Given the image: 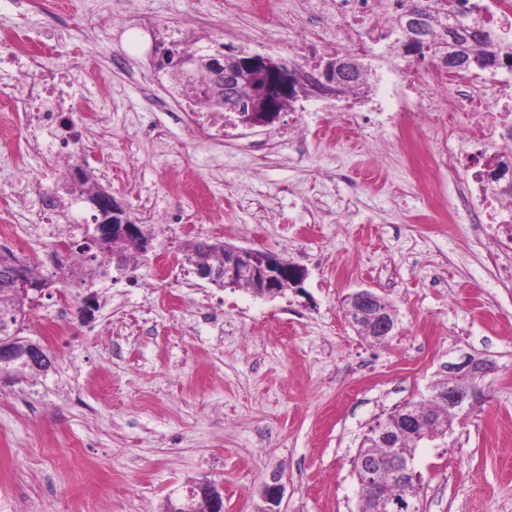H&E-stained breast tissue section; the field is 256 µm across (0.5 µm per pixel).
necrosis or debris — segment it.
<instances>
[{
  "mask_svg": "<svg viewBox=\"0 0 512 512\" xmlns=\"http://www.w3.org/2000/svg\"><path fill=\"white\" fill-rule=\"evenodd\" d=\"M307 0L313 13L330 12L336 19L339 46L350 55L376 56L377 44L387 38L393 16L404 12L405 0ZM478 17L484 28L512 38V0H467L464 11L449 15V24ZM59 43L46 33L37 45L22 39L0 43V64L21 69L19 88L0 90V112L23 113L22 137L27 144L63 142L73 149L63 164L66 175L90 162L108 157L97 142L87 141L85 129L102 126L100 111L91 109L83 93L74 91L53 63ZM383 115L396 126L402 143L435 128L448 137V182L475 223L486 225L491 236L512 243V97L488 103L480 81L438 62L405 63L384 74L373 95L351 98L349 120L360 111ZM77 114L75 122L64 113Z\"/></svg>",
  "mask_w": 512,
  "mask_h": 512,
  "instance_id": "necrosis-or-debris-1",
  "label": "necrosis or debris"
}]
</instances>
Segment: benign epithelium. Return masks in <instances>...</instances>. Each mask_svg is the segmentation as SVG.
Returning a JSON list of instances; mask_svg holds the SVG:
<instances>
[{
	"label": "benign epithelium",
	"instance_id": "benign-epithelium-1",
	"mask_svg": "<svg viewBox=\"0 0 512 512\" xmlns=\"http://www.w3.org/2000/svg\"><path fill=\"white\" fill-rule=\"evenodd\" d=\"M190 84L203 87L209 98L218 105L237 106L242 113L241 123L248 127L266 126L273 123L279 113L280 104L298 97L303 91L302 82L294 70L269 57L241 53L238 55L216 54L206 58L181 54L162 57L159 66L167 65L168 60ZM344 62L329 61L324 65L321 77L324 89L332 95L345 93L348 86L344 83L340 70ZM257 80L259 85L254 96L247 104H237L239 83ZM101 221L95 225L96 235L105 240H118L136 248H144L147 243L140 237L139 225L126 220L125 211L114 199H109L100 210ZM224 264L214 267L193 263L195 274L214 284L240 287L254 282L262 288L264 295L276 296L288 288H299L305 273L297 266L290 265L269 252L257 249H245L229 243L223 244ZM0 274L14 284H20L26 277V271L13 259L8 258L0 264ZM346 314L350 321L362 320L367 316L376 330L383 336L393 335L396 329L394 315L381 308L378 294L369 289L356 290L346 297ZM47 364L42 347L32 341L21 344L14 336L0 338V372L9 373L17 369L41 371ZM493 362L465 354L443 365L450 379H465L475 375H485L492 371ZM477 398V392L462 393L455 387H448V406L464 409ZM394 476L400 482L419 483L420 475L415 470L413 460L399 459L393 465ZM199 496L208 497L210 512H224V493L218 488L203 483L197 488ZM284 495V486L280 476L274 474L261 488V497L266 512H279Z\"/></svg>",
	"mask_w": 512,
	"mask_h": 512
}]
</instances>
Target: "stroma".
<instances>
[{
	"instance_id": "1",
	"label": "stroma",
	"mask_w": 512,
	"mask_h": 512,
	"mask_svg": "<svg viewBox=\"0 0 512 512\" xmlns=\"http://www.w3.org/2000/svg\"><path fill=\"white\" fill-rule=\"evenodd\" d=\"M0 0V35L25 24L31 39L69 29L87 13L83 55L102 74L90 107L112 116V181L88 175L142 222L149 252L84 284L51 285L24 321L43 344L44 372L0 373V512H164L168 499L209 481L224 512H260L262 484L279 474L281 512H360L351 461L368 430L426 396L443 364L470 353L495 362L485 397L445 439L415 451L420 512H512V255L488 262L493 241L453 193L425 198L439 156L435 136L403 148L374 119L339 125L311 112L302 93L279 119L235 129L223 147L190 137L178 101L191 92L177 70L148 80L163 52L260 44L261 55L303 69L298 34L321 27L293 0ZM297 124L319 137L289 139ZM0 166V225L14 227L10 252L47 249L58 227L93 217L86 201L53 220L28 191L50 164L35 151ZM208 186L206 199L172 197L181 169ZM152 199L173 224L144 221ZM274 254L305 272L298 288L260 297L198 278L183 256L198 243ZM178 256L175 284L159 282L156 253ZM368 288L392 303L394 336L379 345L346 322L345 296ZM94 296L91 316L79 311ZM68 299L73 335L50 342L42 323Z\"/></svg>"
}]
</instances>
